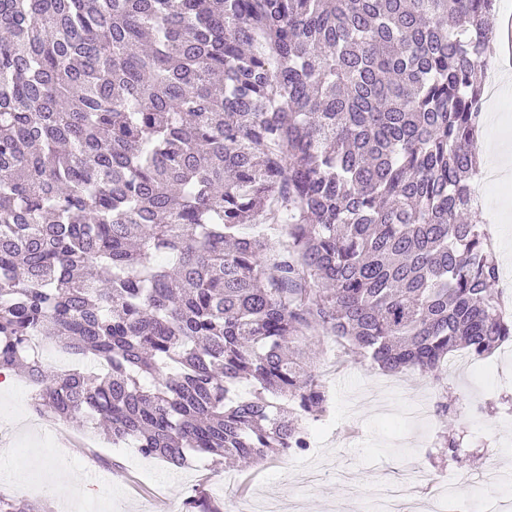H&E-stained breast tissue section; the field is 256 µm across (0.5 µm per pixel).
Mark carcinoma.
Masks as SVG:
<instances>
[{"mask_svg": "<svg viewBox=\"0 0 512 512\" xmlns=\"http://www.w3.org/2000/svg\"><path fill=\"white\" fill-rule=\"evenodd\" d=\"M496 2L0 0V371L181 468L308 447L322 336L387 374L512 342L469 204Z\"/></svg>", "mask_w": 512, "mask_h": 512, "instance_id": "cac0c4a2", "label": "carcinoma"}]
</instances>
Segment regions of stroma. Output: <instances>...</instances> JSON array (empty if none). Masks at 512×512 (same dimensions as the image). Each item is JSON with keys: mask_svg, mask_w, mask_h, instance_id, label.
<instances>
[{"mask_svg": "<svg viewBox=\"0 0 512 512\" xmlns=\"http://www.w3.org/2000/svg\"><path fill=\"white\" fill-rule=\"evenodd\" d=\"M493 72L498 87L484 96L480 143L512 144V66L495 54ZM489 207L480 215L494 230V251L504 275L512 276V239L503 240V218L512 210V177L486 187ZM488 374L478 366L449 368L436 381L416 372L386 375L366 360L341 358L332 340L317 346L316 370L328 387L332 404L321 419L304 418L308 450L268 457L251 465L254 494L271 493L284 512H331L339 500L362 492L368 506H376L387 487L403 483L409 471L428 465L427 453L439 434L464 433L474 456L465 467H444L452 482L469 487L464 512H487L481 493L489 456L512 464V349L492 358ZM32 392L23 375L13 374L0 389V455L10 458L14 471L0 472V495L24 497L22 482L30 478L31 458L40 461L38 496L52 512H156L166 504L170 512H188L189 498L202 496L218 506L238 501L241 468L203 459L174 469L158 459L143 457L134 444L112 445L99 439L81 445V427L39 434V415L31 405ZM448 401L447 418L431 416L418 430V441L405 447L409 424L403 409L416 400Z\"/></svg>", "mask_w": 512, "mask_h": 512, "instance_id": "1", "label": "stroma"}]
</instances>
